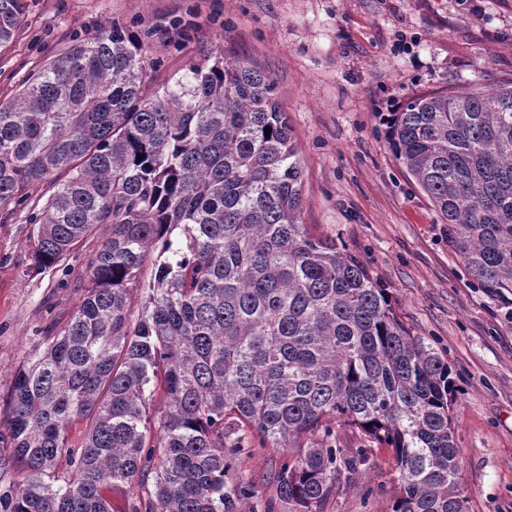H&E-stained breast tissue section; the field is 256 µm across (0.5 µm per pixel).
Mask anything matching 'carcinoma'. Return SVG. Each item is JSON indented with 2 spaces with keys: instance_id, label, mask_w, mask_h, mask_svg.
Returning <instances> with one entry per match:
<instances>
[{
  "instance_id": "cac0c4a2",
  "label": "carcinoma",
  "mask_w": 512,
  "mask_h": 512,
  "mask_svg": "<svg viewBox=\"0 0 512 512\" xmlns=\"http://www.w3.org/2000/svg\"><path fill=\"white\" fill-rule=\"evenodd\" d=\"M26 12L0 0V49ZM388 124L512 324V81L414 95ZM302 185L268 74L210 53L158 84L117 22L0 105V210L28 212L32 267L63 266L108 227L81 304L14 378L0 464L21 471L0 512H112L111 487L131 492L123 512H235L255 490L227 481L230 461L254 448L288 451L266 512H325L370 459L338 427L391 449L392 512H466L448 363L357 256L310 235ZM148 264L134 323L128 290Z\"/></svg>"
}]
</instances>
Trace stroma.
I'll use <instances>...</instances> for the list:
<instances>
[{
    "label": "stroma",
    "mask_w": 512,
    "mask_h": 512,
    "mask_svg": "<svg viewBox=\"0 0 512 512\" xmlns=\"http://www.w3.org/2000/svg\"><path fill=\"white\" fill-rule=\"evenodd\" d=\"M24 26L0 52V102L74 39L117 22L134 32L157 82L217 50L271 76L303 166L302 219L356 254L414 335L448 361L467 512H512V324L475 288L428 196L392 154L384 116L408 97L487 89L512 79V0H27ZM32 226L0 217V420L13 379L49 326L80 305L94 234L67 267L36 273ZM285 451L234 460L252 483L241 512H265ZM395 458L373 449L366 473L326 512H387Z\"/></svg>",
    "instance_id": "1"
}]
</instances>
